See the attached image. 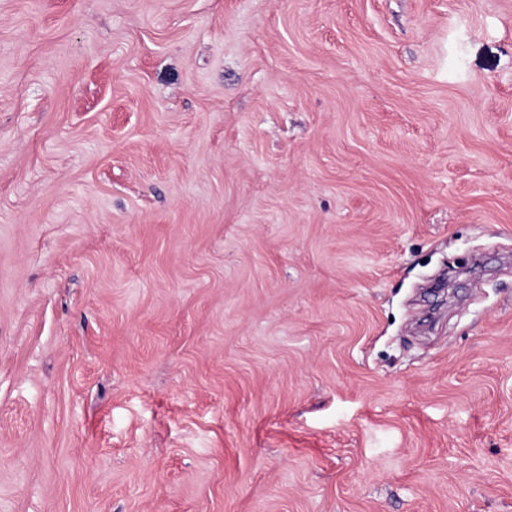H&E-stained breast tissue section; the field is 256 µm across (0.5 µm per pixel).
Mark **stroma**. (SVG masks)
<instances>
[{
  "label": "stroma",
  "instance_id": "stroma-1",
  "mask_svg": "<svg viewBox=\"0 0 512 512\" xmlns=\"http://www.w3.org/2000/svg\"><path fill=\"white\" fill-rule=\"evenodd\" d=\"M0 512H512V0H0Z\"/></svg>",
  "mask_w": 512,
  "mask_h": 512
}]
</instances>
